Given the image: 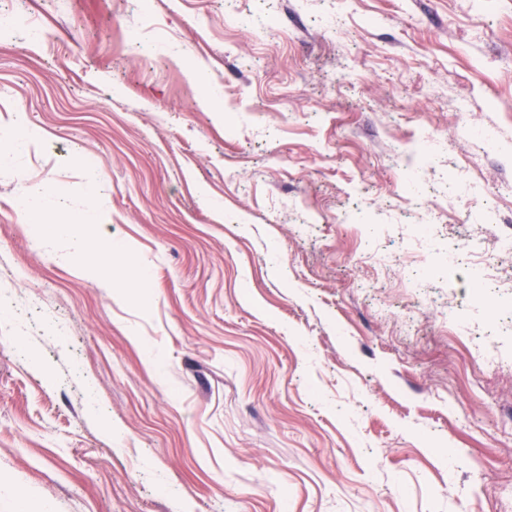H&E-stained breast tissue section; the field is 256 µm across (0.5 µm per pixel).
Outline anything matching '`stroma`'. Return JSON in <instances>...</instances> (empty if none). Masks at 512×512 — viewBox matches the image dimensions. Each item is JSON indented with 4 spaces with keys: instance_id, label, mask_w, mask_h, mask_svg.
<instances>
[{
    "instance_id": "35a3bbf8",
    "label": "stroma",
    "mask_w": 512,
    "mask_h": 512,
    "mask_svg": "<svg viewBox=\"0 0 512 512\" xmlns=\"http://www.w3.org/2000/svg\"><path fill=\"white\" fill-rule=\"evenodd\" d=\"M0 9V512H512V0ZM96 217L91 211H87L78 221V224L59 225L55 228L54 235L67 238L71 241L73 257L80 252L82 238L92 234L96 229Z\"/></svg>"
}]
</instances>
